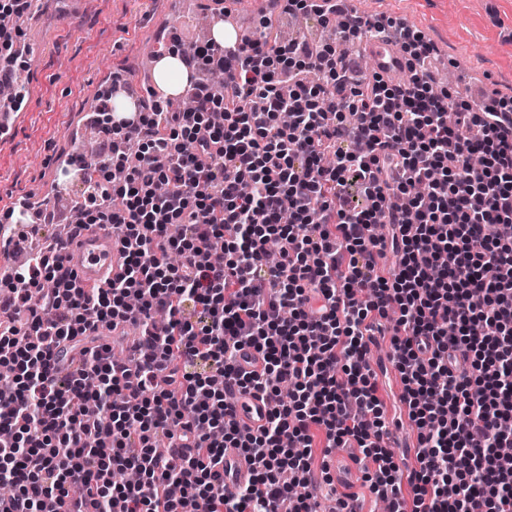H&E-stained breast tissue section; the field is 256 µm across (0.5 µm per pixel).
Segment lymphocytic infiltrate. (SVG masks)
I'll use <instances>...</instances> for the list:
<instances>
[{
	"mask_svg": "<svg viewBox=\"0 0 512 512\" xmlns=\"http://www.w3.org/2000/svg\"><path fill=\"white\" fill-rule=\"evenodd\" d=\"M288 12L338 17L349 41L387 22L333 0ZM410 75H360L332 45L266 35L193 55L234 71L223 93L171 111L151 96L95 123L112 153L93 164L82 210L129 246L126 274L83 287L51 252L17 267L0 311V481L12 512H51L73 486L95 512H318L315 431L373 462L363 484L391 512H512V105L475 109L428 80L430 47L402 30ZM137 144L129 162L124 149ZM118 209L103 207L98 173ZM280 259L265 260L269 242ZM395 259L386 268V256ZM393 319L391 361L418 430L396 461L368 354ZM136 325V374L97 343L100 323ZM70 343L76 366L54 348ZM254 349L258 374L239 372ZM291 381L294 394L279 396ZM266 397L261 429L239 428L229 394ZM251 479L224 493V450ZM137 470L134 484L112 480ZM410 495H403V486Z\"/></svg>",
	"mask_w": 512,
	"mask_h": 512,
	"instance_id": "1",
	"label": "lymphocytic infiltrate"
}]
</instances>
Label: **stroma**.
Instances as JSON below:
<instances>
[{
  "label": "stroma",
  "instance_id": "35a3bbf8",
  "mask_svg": "<svg viewBox=\"0 0 512 512\" xmlns=\"http://www.w3.org/2000/svg\"><path fill=\"white\" fill-rule=\"evenodd\" d=\"M356 12L384 17L431 44L433 85L456 74L451 89L472 99L474 91L512 100V0H352ZM170 24L184 43L198 37L194 16L176 12L170 0H85L79 18L63 16L60 0H41L26 20L30 48L18 75L29 86L26 115L16 135L0 143V211L38 192L54 208L47 188L74 146L69 132L81 125L99 88L117 71L135 73L160 24ZM387 419L397 421L399 444L413 445L418 430L399 400L395 369L377 377Z\"/></svg>",
  "mask_w": 512,
  "mask_h": 512
}]
</instances>
